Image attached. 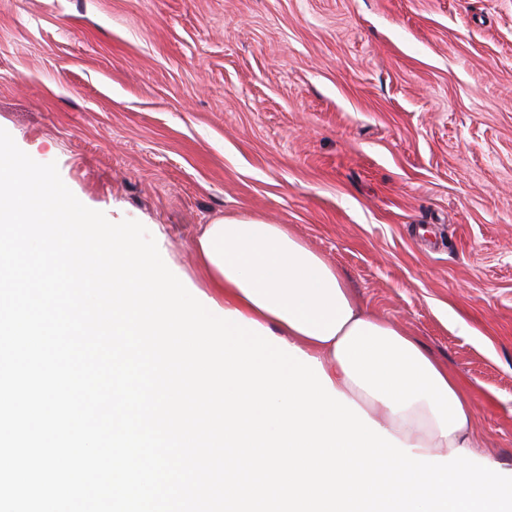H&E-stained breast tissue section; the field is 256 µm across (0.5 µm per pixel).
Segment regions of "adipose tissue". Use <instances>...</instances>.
<instances>
[{
  "mask_svg": "<svg viewBox=\"0 0 512 512\" xmlns=\"http://www.w3.org/2000/svg\"><path fill=\"white\" fill-rule=\"evenodd\" d=\"M224 308L256 320L322 364L337 392L419 454L475 450L462 379L363 305L343 275L280 224L227 217L196 243Z\"/></svg>",
  "mask_w": 512,
  "mask_h": 512,
  "instance_id": "ef3b65f1",
  "label": "adipose tissue"
}]
</instances>
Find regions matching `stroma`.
Segmentation results:
<instances>
[{
	"instance_id": "1",
	"label": "stroma",
	"mask_w": 512,
	"mask_h": 512,
	"mask_svg": "<svg viewBox=\"0 0 512 512\" xmlns=\"http://www.w3.org/2000/svg\"><path fill=\"white\" fill-rule=\"evenodd\" d=\"M0 128L192 295L207 224L286 225L512 470V0H0Z\"/></svg>"
}]
</instances>
